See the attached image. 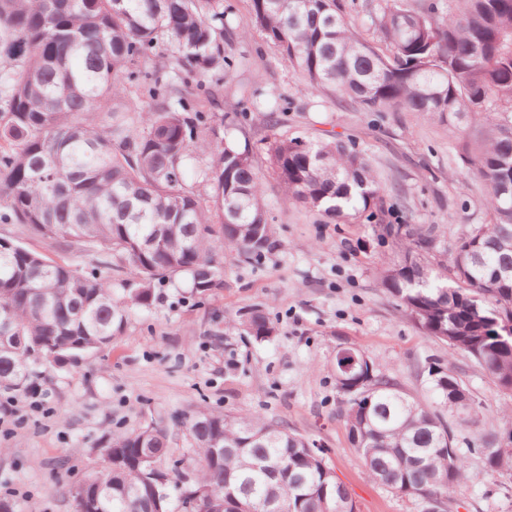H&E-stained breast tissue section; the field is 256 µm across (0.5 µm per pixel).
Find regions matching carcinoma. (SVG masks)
Masks as SVG:
<instances>
[{
	"mask_svg": "<svg viewBox=\"0 0 512 512\" xmlns=\"http://www.w3.org/2000/svg\"><path fill=\"white\" fill-rule=\"evenodd\" d=\"M371 23L390 54L360 38L338 0H251L241 32L260 31L312 93L331 88L368 112H420L464 135L489 129L463 153L492 216L455 242L433 228L387 227L398 260L380 286L425 336L482 368L512 397V0H384ZM223 0H0V223L109 257L112 280L0 238V391L27 393L53 363L77 360L121 335L155 284L184 279L198 294L224 287L214 243L244 261L276 247L249 150L224 140L220 104L231 59ZM167 46L169 61L158 62ZM142 92L128 99V88ZM269 162L288 200L348 221L385 192L363 154L301 137L272 141ZM233 328L277 335L259 309ZM336 389L353 448L374 482L441 508L467 479L455 420L476 409L452 367L420 374L442 408L425 406L364 350ZM184 424L197 449L193 476L160 467L166 429L111 438L110 461L72 491L74 512H357L318 450L258 415L199 409ZM478 435L488 468L512 477V447Z\"/></svg>",
	"mask_w": 512,
	"mask_h": 512,
	"instance_id": "obj_1",
	"label": "carcinoma"
}]
</instances>
